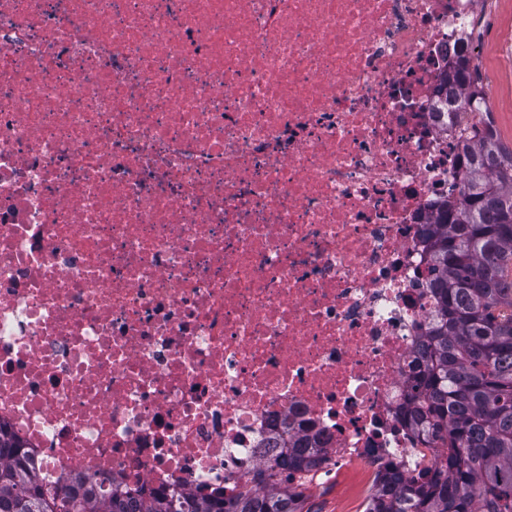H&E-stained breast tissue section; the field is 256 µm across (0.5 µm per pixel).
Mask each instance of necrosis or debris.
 I'll return each mask as SVG.
<instances>
[{"mask_svg":"<svg viewBox=\"0 0 512 512\" xmlns=\"http://www.w3.org/2000/svg\"><path fill=\"white\" fill-rule=\"evenodd\" d=\"M479 0H0V424L51 482L235 495L402 418Z\"/></svg>","mask_w":512,"mask_h":512,"instance_id":"4bbe7bcc","label":"necrosis or debris"}]
</instances>
